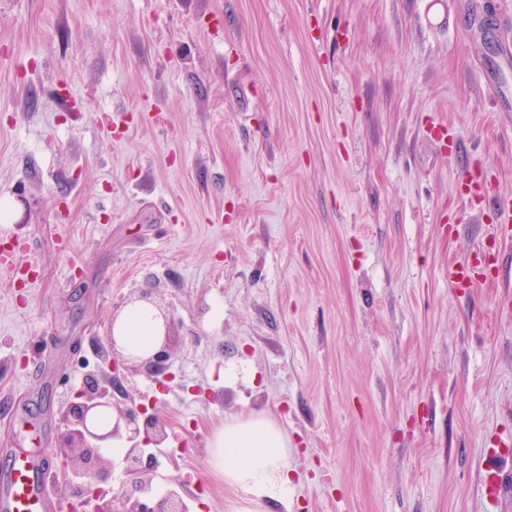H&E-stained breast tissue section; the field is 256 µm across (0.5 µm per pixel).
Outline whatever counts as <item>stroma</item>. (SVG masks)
<instances>
[{
	"label": "stroma",
	"mask_w": 512,
	"mask_h": 512,
	"mask_svg": "<svg viewBox=\"0 0 512 512\" xmlns=\"http://www.w3.org/2000/svg\"><path fill=\"white\" fill-rule=\"evenodd\" d=\"M501 193L512 0H0V465L38 446L61 495L62 394L149 288L174 378L122 384L187 512H233L207 439L252 410L295 473L266 512H512ZM480 248L510 276L453 292Z\"/></svg>",
	"instance_id": "stroma-1"
}]
</instances>
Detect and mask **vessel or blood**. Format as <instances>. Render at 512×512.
I'll list each match as a JSON object with an SVG mask.
<instances>
[{
	"label": "vessel or blood",
	"instance_id": "b4317fda",
	"mask_svg": "<svg viewBox=\"0 0 512 512\" xmlns=\"http://www.w3.org/2000/svg\"><path fill=\"white\" fill-rule=\"evenodd\" d=\"M498 211V223L487 228L488 235L493 237L512 233V199H501ZM486 282L484 273L472 262L448 265V286L452 290H468ZM0 512H64L63 504L45 488L43 467L38 459L14 455L0 470Z\"/></svg>",
	"mask_w": 512,
	"mask_h": 512
}]
</instances>
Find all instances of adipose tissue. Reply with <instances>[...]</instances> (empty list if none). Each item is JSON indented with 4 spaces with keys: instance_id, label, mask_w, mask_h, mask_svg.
<instances>
[{
    "instance_id": "adipose-tissue-1",
    "label": "adipose tissue",
    "mask_w": 512,
    "mask_h": 512,
    "mask_svg": "<svg viewBox=\"0 0 512 512\" xmlns=\"http://www.w3.org/2000/svg\"><path fill=\"white\" fill-rule=\"evenodd\" d=\"M127 354L147 356L161 340L157 310L139 302L126 307L115 324ZM209 469L244 494L237 512H261L284 501L292 486L288 434L272 413L253 411L226 418L208 441Z\"/></svg>"
}]
</instances>
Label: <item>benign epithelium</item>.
Wrapping results in <instances>:
<instances>
[{"label": "benign epithelium", "mask_w": 512, "mask_h": 512, "mask_svg": "<svg viewBox=\"0 0 512 512\" xmlns=\"http://www.w3.org/2000/svg\"><path fill=\"white\" fill-rule=\"evenodd\" d=\"M163 341L145 357L123 353L109 327L106 336L108 350L98 351L101 364L86 372L80 386L73 387L64 396L57 455L60 459L64 499L71 512H186L179 494L170 489L163 495L155 493L152 461L144 457L137 438L159 446L170 438L171 427L166 418L143 406H129L116 401L115 395L124 394L120 370H134L146 374L158 384L172 379L173 320L162 315ZM106 412L115 419L105 434H97L87 424L91 412ZM128 431L130 447L124 456L125 472L129 480L117 494L104 488L112 461L93 444Z\"/></svg>", "instance_id": "1"}]
</instances>
